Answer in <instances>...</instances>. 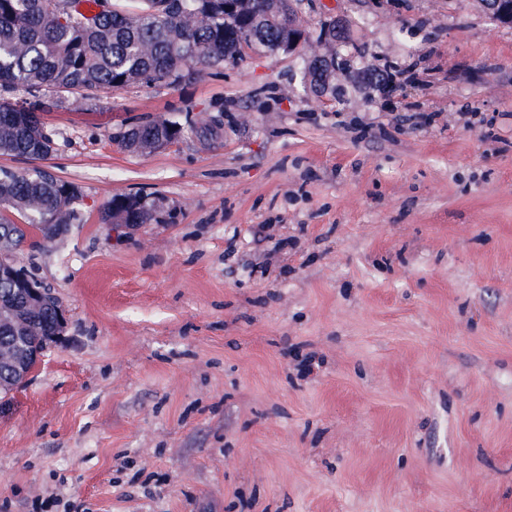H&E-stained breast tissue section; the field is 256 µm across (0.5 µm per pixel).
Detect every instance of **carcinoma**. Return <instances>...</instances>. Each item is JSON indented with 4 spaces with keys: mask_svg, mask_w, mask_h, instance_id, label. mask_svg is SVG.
Wrapping results in <instances>:
<instances>
[{
    "mask_svg": "<svg viewBox=\"0 0 512 512\" xmlns=\"http://www.w3.org/2000/svg\"><path fill=\"white\" fill-rule=\"evenodd\" d=\"M82 0H0V154L34 160L53 152V138L35 115L41 104L26 106L28 122L15 116L16 92L37 96L41 88L66 87L68 104L82 108L94 91L130 84L180 85L198 70L242 59L256 47L279 51L283 43L298 45L304 37L297 25L303 0H241L240 9L224 11V0H114L111 12L87 14ZM339 19L320 22L318 37L328 43L342 38ZM348 60L332 53L302 73L308 92L335 93L328 79ZM184 135L177 121L144 122L118 136L132 153L163 149ZM77 189L40 171L17 174L0 170V245L20 269L24 244L41 234L51 242L76 220ZM150 220L142 201L115 195L102 211L105 224H145ZM24 298L0 282V344L12 340L11 319ZM56 310L48 309L26 332L29 357L42 354L60 335Z\"/></svg>",
    "mask_w": 512,
    "mask_h": 512,
    "instance_id": "1",
    "label": "carcinoma"
}]
</instances>
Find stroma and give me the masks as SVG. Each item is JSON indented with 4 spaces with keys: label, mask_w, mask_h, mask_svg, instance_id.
<instances>
[{
    "label": "stroma",
    "mask_w": 512,
    "mask_h": 512,
    "mask_svg": "<svg viewBox=\"0 0 512 512\" xmlns=\"http://www.w3.org/2000/svg\"><path fill=\"white\" fill-rule=\"evenodd\" d=\"M300 23L295 52L48 108L50 156L0 155L79 216L24 255L66 324L0 402V512H512V27L479 0ZM333 51L335 96L303 91ZM165 119L188 133L119 145ZM120 194L149 223H102ZM184 135L177 121L144 122L133 125L118 136L119 144L132 153H150L163 149Z\"/></svg>",
    "instance_id": "stroma-1"
}]
</instances>
